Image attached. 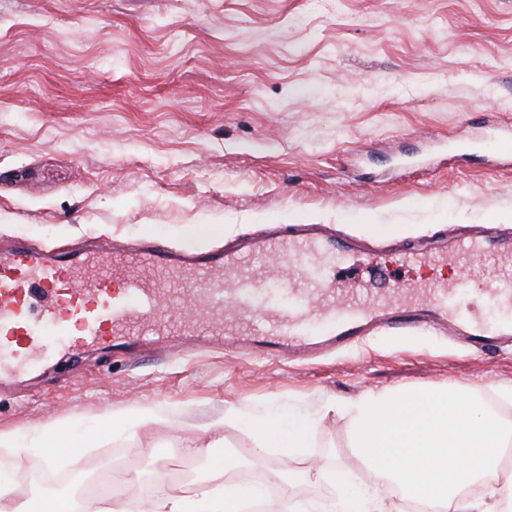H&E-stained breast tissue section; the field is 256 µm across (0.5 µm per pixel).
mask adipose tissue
<instances>
[{
    "label": "adipose tissue",
    "instance_id": "1",
    "mask_svg": "<svg viewBox=\"0 0 512 512\" xmlns=\"http://www.w3.org/2000/svg\"><path fill=\"white\" fill-rule=\"evenodd\" d=\"M325 409L350 416L352 449L374 481L343 491L332 507L319 504L314 512H399L382 493L389 485L422 512H502L512 469L499 467L496 451L512 439V424L480 395L451 386L400 387L352 403L330 402ZM251 425L261 455L272 448L299 454L312 438L311 420L289 411L254 417ZM228 468L226 459H213L208 476L188 490L155 475L137 512H243L245 504L263 499L260 488L226 480Z\"/></svg>",
    "mask_w": 512,
    "mask_h": 512
}]
</instances>
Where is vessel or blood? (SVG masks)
Listing matches in <instances>:
<instances>
[{"instance_id": "vessel-or-blood-1", "label": "vessel or blood", "mask_w": 512, "mask_h": 512, "mask_svg": "<svg viewBox=\"0 0 512 512\" xmlns=\"http://www.w3.org/2000/svg\"><path fill=\"white\" fill-rule=\"evenodd\" d=\"M356 252L317 224L206 249L151 237L52 250L18 237L0 243V389L81 349L123 352L148 336L298 359L378 329L448 334L475 347L512 339V240L495 225L432 252H396L404 267L469 269L451 287L424 280L389 294L349 293L336 269ZM275 259L288 260L297 282L266 275Z\"/></svg>"}]
</instances>
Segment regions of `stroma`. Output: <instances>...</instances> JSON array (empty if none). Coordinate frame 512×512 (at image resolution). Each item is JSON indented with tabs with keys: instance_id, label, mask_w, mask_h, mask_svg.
Segmentation results:
<instances>
[{
	"instance_id": "35a3bbf8",
	"label": "stroma",
	"mask_w": 512,
	"mask_h": 512,
	"mask_svg": "<svg viewBox=\"0 0 512 512\" xmlns=\"http://www.w3.org/2000/svg\"><path fill=\"white\" fill-rule=\"evenodd\" d=\"M512 120V0H0V237L37 246L152 236L191 245L208 225L230 242L276 225L324 224L387 252L459 225L512 236V168L488 127ZM474 155L437 154L440 143ZM427 272L355 257L336 285L372 293ZM453 385L512 421V349H452L419 334L371 336L308 366L220 352L86 353L67 374L19 378L0 396V436L23 448L0 469L39 501L33 467L62 472L139 449L141 476L174 459L209 464L204 427L227 404L313 419L306 454L256 455L224 429L234 471L262 464L283 512L364 487L350 420L325 402ZM120 408L160 421L128 436ZM55 437L45 436V428ZM201 450L187 455L182 441ZM329 471L313 483L304 473Z\"/></svg>"
}]
</instances>
